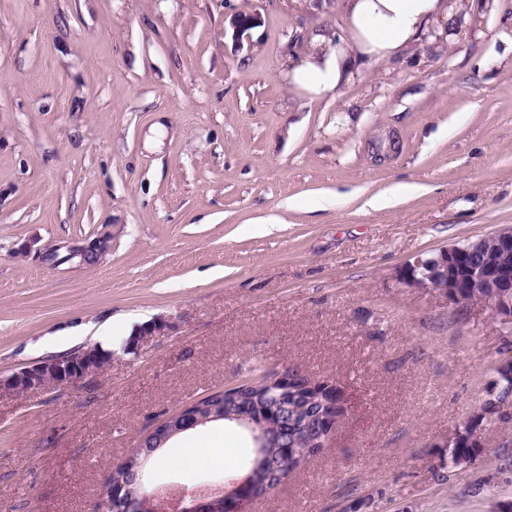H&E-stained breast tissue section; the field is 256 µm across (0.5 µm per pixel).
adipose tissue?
Returning <instances> with one entry per match:
<instances>
[{
	"label": "adipose tissue",
	"mask_w": 512,
	"mask_h": 512,
	"mask_svg": "<svg viewBox=\"0 0 512 512\" xmlns=\"http://www.w3.org/2000/svg\"><path fill=\"white\" fill-rule=\"evenodd\" d=\"M347 22L348 37L318 29L306 55L284 64L292 85L310 99L335 94L367 62L398 58L427 25L445 30L448 40L457 37L444 0H348Z\"/></svg>",
	"instance_id": "ef3b65f1"
}]
</instances>
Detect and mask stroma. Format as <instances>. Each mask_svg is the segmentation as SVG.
I'll use <instances>...</instances> for the list:
<instances>
[{
    "label": "stroma",
    "instance_id": "35a3bbf8",
    "mask_svg": "<svg viewBox=\"0 0 512 512\" xmlns=\"http://www.w3.org/2000/svg\"><path fill=\"white\" fill-rule=\"evenodd\" d=\"M345 0H0V377L111 341L112 365L0 397V512H91L163 418L294 369L335 389L322 452L247 512H495L512 500V327L403 285L414 256L512 225V0H467L309 100L281 73ZM258 13L254 32L230 19ZM356 121L345 124L346 109ZM106 235L95 265L29 251ZM162 333L130 349L141 325ZM484 449L452 464L466 422ZM151 465L153 489L244 478L252 441Z\"/></svg>",
    "mask_w": 512,
    "mask_h": 512
}]
</instances>
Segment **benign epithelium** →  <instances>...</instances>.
<instances>
[{
    "label": "benign epithelium",
    "mask_w": 512,
    "mask_h": 512,
    "mask_svg": "<svg viewBox=\"0 0 512 512\" xmlns=\"http://www.w3.org/2000/svg\"><path fill=\"white\" fill-rule=\"evenodd\" d=\"M260 20L259 14H238L232 26L239 35L250 30ZM495 247L488 251L482 237L461 245L443 247L429 256L421 253L406 262L401 280L409 288L432 290L461 305L463 289L479 288L480 304L491 309L503 326L512 325V227H504L491 235ZM110 240L98 236L76 244H57L39 249L42 259L56 265L74 258L88 265L99 260L109 250ZM112 354H103L98 346L82 347L70 354L57 356L22 368L12 376L0 378V393L24 395L50 387L65 386L86 377L107 371ZM288 434V422L274 416L267 422L251 423L249 432L254 445H259L267 431ZM144 470L135 469L130 483L116 487L107 479V492L95 505V512H110L115 502L127 505V512H245V505L255 499L253 475L247 474L231 488L222 485L205 486L191 494L162 497L153 492L141 495L130 492L145 487Z\"/></svg>",
    "instance_id": "1"
}]
</instances>
